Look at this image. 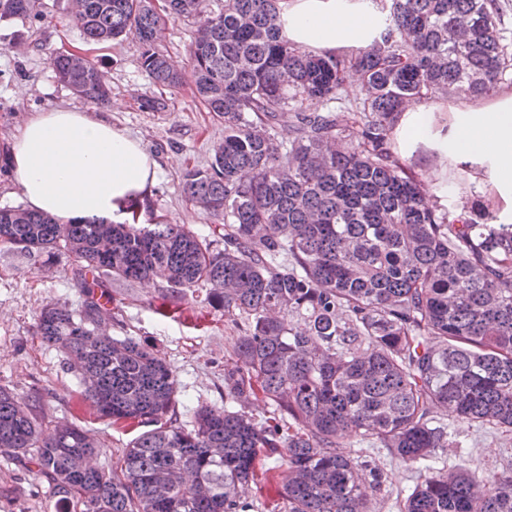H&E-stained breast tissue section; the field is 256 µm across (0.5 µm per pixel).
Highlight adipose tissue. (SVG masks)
Masks as SVG:
<instances>
[{
  "label": "adipose tissue",
  "mask_w": 512,
  "mask_h": 512,
  "mask_svg": "<svg viewBox=\"0 0 512 512\" xmlns=\"http://www.w3.org/2000/svg\"><path fill=\"white\" fill-rule=\"evenodd\" d=\"M278 23L290 43L322 54L373 44L388 16L375 0H285ZM395 138L404 158L426 146L433 175L455 166L483 176L498 222L512 223V90L489 100L409 102ZM10 167L26 208L63 223L125 217L157 174L139 141L93 112L69 108L32 115L13 137Z\"/></svg>",
  "instance_id": "ef3b65f1"
}]
</instances>
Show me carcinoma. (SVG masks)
Segmentation results:
<instances>
[{
	"label": "carcinoma",
	"mask_w": 512,
	"mask_h": 512,
	"mask_svg": "<svg viewBox=\"0 0 512 512\" xmlns=\"http://www.w3.org/2000/svg\"><path fill=\"white\" fill-rule=\"evenodd\" d=\"M84 0L73 19L91 43L132 37L159 90L179 84L161 50L169 20L197 19L190 60L195 98L224 121L206 168L183 194L217 217L201 238L179 224H61L22 207L0 209V245L52 259L84 279L83 301L43 309L37 334L64 353L84 399L124 427L155 423L123 452L120 469L90 464L101 444L78 426L39 420L0 388V454L47 483L57 512H253L242 489L264 458L288 467L284 512H371L384 471L345 457V438L387 448L423 473L400 512H512V470L481 488L467 471L435 467L462 447L438 411L512 432V224L438 204L394 148L403 105L431 90L485 96L512 71L501 0H380L390 24L373 45L319 54L288 43L283 0ZM40 0H0V21L40 16ZM59 79L103 105L109 88L88 61L50 58ZM361 76L348 91L351 72ZM321 102L324 112L307 110ZM158 273L207 303L239 332L224 373V407L171 418L172 368L132 336L98 333L114 279ZM271 407L260 421L237 408Z\"/></svg>",
	"instance_id": "obj_1"
}]
</instances>
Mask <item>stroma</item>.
<instances>
[{
    "instance_id": "obj_1",
    "label": "stroma",
    "mask_w": 512,
    "mask_h": 512,
    "mask_svg": "<svg viewBox=\"0 0 512 512\" xmlns=\"http://www.w3.org/2000/svg\"><path fill=\"white\" fill-rule=\"evenodd\" d=\"M36 20L0 22V158L6 157L13 134L30 116L57 107H85V100L59 82L49 59L58 54L87 52L112 90L108 104L95 106L99 116L139 140L157 164V181L149 194L130 210L139 224H181L198 236L212 235L219 220L189 201L179 188L185 168L207 167L213 149L224 140V123L194 98L189 46L193 21L168 22L162 48L185 77L178 87L165 90L164 109L143 108L144 98L156 89L142 71L134 39L108 43L85 42L71 20L70 0H41ZM422 174L441 204L455 206L459 195L486 205L477 178L448 170L434 178L428 152L421 149L407 161ZM82 280L66 256L53 264L0 246V387L30 399L38 417L59 425L77 424L103 445L97 461L118 462L137 437L134 429L113 425L84 402L73 372L67 370L58 349L41 344L36 319L41 308L65 305L77 308L83 298ZM112 315L105 331L115 337L133 336L173 369L178 394V421H188L200 404L224 405V371L230 363L237 331L223 311L205 301V288L177 289L165 278L112 283ZM449 433L459 447L449 449L448 465L460 467L480 484L492 486L512 466V435L487 434L448 415ZM386 480L372 498L375 512H398L396 497L408 494L417 477V465H407L387 449L372 452ZM285 483V468L270 458L263 464L258 484L245 494L258 512H272ZM10 496L0 498V512H56L44 486L16 461L0 457V487Z\"/></svg>"
}]
</instances>
